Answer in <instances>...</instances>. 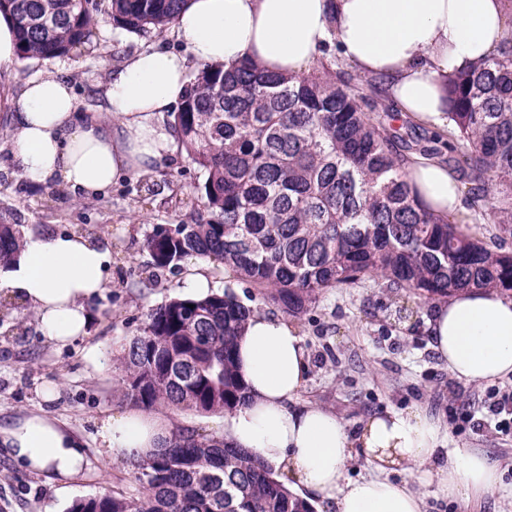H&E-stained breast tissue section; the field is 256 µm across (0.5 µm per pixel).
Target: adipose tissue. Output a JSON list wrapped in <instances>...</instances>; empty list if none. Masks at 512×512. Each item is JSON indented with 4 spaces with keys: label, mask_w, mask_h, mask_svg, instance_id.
Returning <instances> with one entry per match:
<instances>
[{
    "label": "adipose tissue",
    "mask_w": 512,
    "mask_h": 512,
    "mask_svg": "<svg viewBox=\"0 0 512 512\" xmlns=\"http://www.w3.org/2000/svg\"><path fill=\"white\" fill-rule=\"evenodd\" d=\"M511 28L505 0H187L175 23L184 52L157 46L126 58L105 83V112L79 114L67 78L29 81L13 118L16 156L33 185L60 182L95 197L123 176L150 172L171 150L165 117L182 100L191 66L228 69L247 57L298 78L328 45L361 74L384 77L402 116L444 128L449 74L493 56ZM404 172L426 209L442 217L464 212L460 177L447 164L414 156ZM108 256L99 240L48 231L28 239L0 273V288L35 312L44 336L65 345L87 332L86 303L105 287ZM426 325L457 380L512 375L511 296L492 288L457 292L433 303ZM235 361L248 399L225 415L224 438L293 477L327 512H426L420 484L463 504L499 487L500 472L485 453L447 447L442 424L424 411L375 415L352 435L334 411L297 404L309 355L293 322L254 313ZM177 432L169 419L128 408L103 421L100 438L113 461L129 465ZM0 449L58 480L90 465L85 443L45 414L0 426ZM358 453L371 472L354 479L348 463Z\"/></svg>",
    "instance_id": "ef3b65f1"
}]
</instances>
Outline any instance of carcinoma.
<instances>
[{
  "mask_svg": "<svg viewBox=\"0 0 512 512\" xmlns=\"http://www.w3.org/2000/svg\"><path fill=\"white\" fill-rule=\"evenodd\" d=\"M186 0H0L14 20L21 59L68 54L104 13L113 26L161 34ZM448 134L466 218L494 225L482 239L423 207L401 170L395 116L373 113L342 62L305 76L244 60L203 66L172 117L196 166L202 206L147 234L153 268L187 257L218 261L264 302L298 317L329 288L364 277L394 296L426 299L492 287L512 293V31L496 55L448 76ZM18 224H0V267L24 247ZM252 309L226 290L174 298L126 340L115 367L124 395L145 407L201 414L246 402L234 350ZM119 487L75 499L67 512H314L288 477L225 438L188 429L129 470Z\"/></svg>",
  "mask_w": 512,
  "mask_h": 512,
  "instance_id": "carcinoma-1",
  "label": "carcinoma"
}]
</instances>
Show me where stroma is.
I'll return each instance as SVG.
<instances>
[{
	"label": "stroma",
	"mask_w": 512,
	"mask_h": 512,
	"mask_svg": "<svg viewBox=\"0 0 512 512\" xmlns=\"http://www.w3.org/2000/svg\"><path fill=\"white\" fill-rule=\"evenodd\" d=\"M159 43L174 47L178 40L170 30L137 36L116 29L105 17L90 42L67 56L0 65V218L22 225L29 236L83 226L106 242L112 255L102 295L87 304L92 321L86 336L56 346L42 335L30 311L17 312L16 322L0 325V424L29 412L54 416L86 441L97 460L94 468L62 486L19 467L0 451V512H66L76 498L115 486L134 489L127 466L100 460V423L129 406L115 390L122 343L143 327L152 308L190 294L181 285L191 265L187 259L148 282L150 257L143 241L153 225L180 223L197 207L190 187L199 173L175 150L146 186L129 177L93 199L69 192L58 200L51 188L24 178L10 133L30 79L66 77L81 111L101 112L111 55L125 58ZM208 275L212 290L232 288L254 311L277 315L276 307L223 265L209 264ZM430 307L417 296L398 302L372 278L327 289L297 320L310 357L298 400L332 409L353 431L376 414L425 409L447 427L449 446L482 449L501 472L500 489L467 511L438 496L435 486L423 487L427 512H512V435L496 433L487 424L490 393L512 386V377L480 385L451 378L427 334Z\"/></svg>",
	"instance_id": "stroma-1"
}]
</instances>
